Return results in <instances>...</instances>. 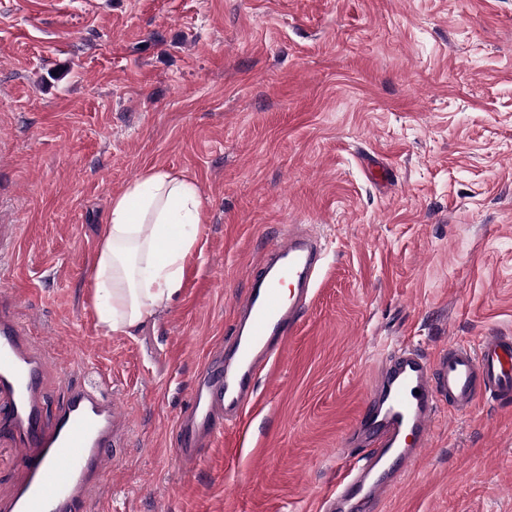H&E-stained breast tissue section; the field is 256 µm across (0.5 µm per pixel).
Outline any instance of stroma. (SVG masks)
Instances as JSON below:
<instances>
[{
    "instance_id": "35a3bbf8",
    "label": "stroma",
    "mask_w": 512,
    "mask_h": 512,
    "mask_svg": "<svg viewBox=\"0 0 512 512\" xmlns=\"http://www.w3.org/2000/svg\"><path fill=\"white\" fill-rule=\"evenodd\" d=\"M153 168L200 186V239L168 308L108 335L94 254ZM0 224L46 410L94 383L132 433L97 512H317L387 351L512 334V0H0ZM291 224L326 241L310 310L183 469L208 352ZM374 512H512V407L439 406Z\"/></svg>"
}]
</instances>
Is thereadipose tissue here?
Returning a JSON list of instances; mask_svg holds the SVG:
<instances>
[{
  "instance_id": "obj_1",
  "label": "adipose tissue",
  "mask_w": 512,
  "mask_h": 512,
  "mask_svg": "<svg viewBox=\"0 0 512 512\" xmlns=\"http://www.w3.org/2000/svg\"><path fill=\"white\" fill-rule=\"evenodd\" d=\"M202 222L199 187L163 168L113 197L94 262L93 305L106 334H131L173 301Z\"/></svg>"
}]
</instances>
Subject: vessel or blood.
<instances>
[{"label":"vessel or blood","instance_id":"obj_1","mask_svg":"<svg viewBox=\"0 0 512 512\" xmlns=\"http://www.w3.org/2000/svg\"><path fill=\"white\" fill-rule=\"evenodd\" d=\"M322 262L317 233L292 230L249 270L224 361L201 375L190 397L193 429L184 435L183 467L196 463V431L218 434L243 421L257 380L283 355L312 301ZM47 363V351L25 342L22 326L0 302V442L23 473L0 512H92L91 492L123 426L115 405L92 387L70 388L46 414ZM482 401L512 405V336L491 332L477 345L454 343L433 357L410 345L389 351L356 421L366 446L355 450L354 437L345 438V471L320 512H338L355 499L370 504L396 489L432 439L438 404L466 413Z\"/></svg>","mask_w":512,"mask_h":512}]
</instances>
